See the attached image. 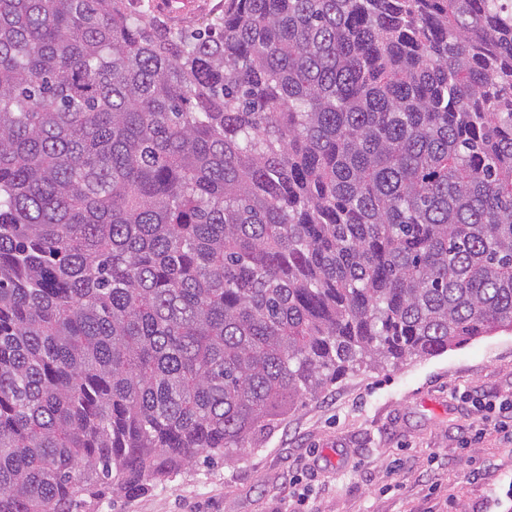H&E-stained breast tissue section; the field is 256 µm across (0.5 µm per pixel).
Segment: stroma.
Listing matches in <instances>:
<instances>
[{
    "label": "stroma",
    "instance_id": "stroma-1",
    "mask_svg": "<svg viewBox=\"0 0 512 512\" xmlns=\"http://www.w3.org/2000/svg\"><path fill=\"white\" fill-rule=\"evenodd\" d=\"M512 395V331L399 365L362 369L298 400L255 447L197 463L90 512H512V444L463 446L473 398ZM481 479H470L471 471Z\"/></svg>",
    "mask_w": 512,
    "mask_h": 512
}]
</instances>
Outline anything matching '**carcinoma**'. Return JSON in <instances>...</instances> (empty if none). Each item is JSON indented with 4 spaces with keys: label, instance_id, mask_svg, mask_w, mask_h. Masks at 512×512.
Segmentation results:
<instances>
[{
    "label": "carcinoma",
    "instance_id": "carcinoma-1",
    "mask_svg": "<svg viewBox=\"0 0 512 512\" xmlns=\"http://www.w3.org/2000/svg\"><path fill=\"white\" fill-rule=\"evenodd\" d=\"M507 330L512 0H0V512ZM199 1L198 8L192 12L191 11L195 5L197 4L196 0H163L162 5L166 12L172 15H180L186 12L184 16L180 18H173L166 14L165 12L157 9L166 17H170L174 19V21L179 22L185 26L194 27L200 24L208 15L214 11L217 7L216 4L220 2L219 0H197ZM215 7V8H214Z\"/></svg>",
    "mask_w": 512,
    "mask_h": 512
}]
</instances>
